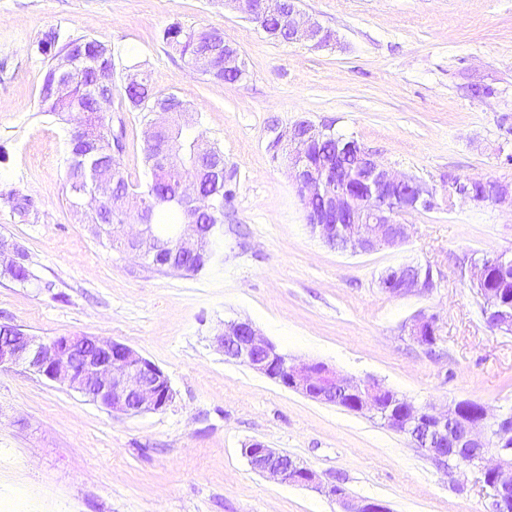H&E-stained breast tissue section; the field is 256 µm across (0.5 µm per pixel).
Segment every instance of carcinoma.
<instances>
[{"mask_svg":"<svg viewBox=\"0 0 512 512\" xmlns=\"http://www.w3.org/2000/svg\"><path fill=\"white\" fill-rule=\"evenodd\" d=\"M268 8L262 22L270 27L283 25L278 0H267ZM224 38V33L208 29L185 30L177 24L164 29L163 41L180 51L182 57L198 71L207 73L212 67L210 47L206 42L212 38ZM105 43L91 38L72 39L60 49L62 55L73 56L72 64L66 69L52 66L42 84L39 95V108L59 117L82 108L86 114L85 130L74 133L69 139L68 180L72 194V206L81 211L82 196L90 191L91 165L94 161H107L115 165L117 182L112 187L109 196L100 199L94 212L82 211L83 218L94 225L96 234L105 238V243L112 248H121L123 243L113 234V225L121 224L131 214L150 202L153 207L151 218L152 233L156 237L172 239L175 225L182 223L183 213L175 201L179 192L182 177L198 175L197 190L209 197L211 208L196 214L199 224L212 227L206 243L205 256L199 260L178 258L181 272L195 275L217 266V261L210 255H220L224 244V204L232 197L231 190L226 188V175H217L205 170V160L209 155L224 157V152L214 144H206L202 140L199 113L190 109L183 100H178L179 108L174 112L172 130L178 135L180 149L165 163L160 165L158 150L148 144L145 147V159L150 166L152 178L144 189L139 190L124 177L119 155L116 152V141L123 140L124 124L117 128L110 126V119L98 107L99 92L95 83L96 67L99 64L98 55ZM125 71L136 75L131 81L124 79L121 86L122 95L130 109L138 112L145 111L141 106L144 97L149 96L154 101H166L169 96L158 95L149 81L148 74L141 71V66L133 63L125 66ZM66 80L70 84V94L59 98L53 95L52 89L58 80ZM341 133L334 129L327 132L326 137L317 143L316 155L321 159L336 156V141ZM0 278L27 284L33 279V274L23 262V254H18L10 265H0Z\"/></svg>","mask_w":512,"mask_h":512,"instance_id":"carcinoma-1","label":"carcinoma"}]
</instances>
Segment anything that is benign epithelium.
I'll return each instance as SVG.
<instances>
[{"mask_svg":"<svg viewBox=\"0 0 512 512\" xmlns=\"http://www.w3.org/2000/svg\"><path fill=\"white\" fill-rule=\"evenodd\" d=\"M289 42L305 41L326 45L334 35L316 20L304 15L298 0H287ZM147 130V140L170 126V111L157 105ZM328 129L326 125L299 122L288 128V173L302 202L306 223L327 245L352 253H371L394 248L409 238L404 217L412 212L433 210L453 200L474 205L491 204L512 209V181L500 178H454L436 189L380 164L369 150L355 140L342 142L336 163L318 164L311 149ZM150 234L147 212L141 211L129 225L124 238L139 243ZM199 224H181L174 239L181 251L194 256L199 250ZM504 279L512 277V254L489 253L480 260L461 265L476 289L486 326L493 332L512 334V303L497 301L486 288L491 269ZM386 276L397 287L394 296H428L437 288L429 265L403 264ZM0 336V370L23 366L40 376L88 397L114 412L138 414L165 409L173 398L168 376L157 365L131 347L94 336H59L49 342L25 333L17 326ZM437 317L420 312L408 325V335L420 345L436 341ZM227 360L244 365L277 381L287 389L325 404L336 403V395L348 398L355 413L379 415L388 389L380 384L339 375L322 362H297L245 321L224 324L218 337ZM401 414L389 413L382 423L407 436L424 450L429 460L452 482L476 470L489 489L488 512H512V410L494 411L476 402L467 408L461 400L439 408L416 406L403 401ZM251 468L282 483L306 486L336 502L340 512H388L380 503L356 499L333 480H325L314 469L302 466L288 454L261 442L244 448Z\"/></svg>","mask_w":512,"mask_h":512,"instance_id":"benign-epithelium-1","label":"benign epithelium"}]
</instances>
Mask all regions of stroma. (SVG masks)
<instances>
[{"mask_svg":"<svg viewBox=\"0 0 512 512\" xmlns=\"http://www.w3.org/2000/svg\"><path fill=\"white\" fill-rule=\"evenodd\" d=\"M331 29L320 48L270 40L224 0H0V238L34 274L0 279V323L44 340L81 334L124 343L173 390L158 412L126 415L24 367L0 370V512H338L320 494L255 472L259 441L388 512H485L478 473L449 483L379 418L312 401L228 361L225 322L251 321L283 352L371 379L415 404L512 406V335L491 332L459 274L463 258L512 252V210L455 204L408 216L409 238L367 254L331 249L305 223L269 143L297 121L334 124L383 165L431 185L512 179V0H300ZM212 28L249 76L204 75L166 45L171 24ZM96 38L139 62L155 91L199 111L224 152L233 196L223 260L194 276L104 246L70 207L72 123L38 109L52 54L39 41ZM121 168L145 186L146 122L121 93ZM34 208L13 217L12 195ZM432 265L429 296H394L381 274ZM436 315L433 348L404 326Z\"/></svg>","mask_w":512,"mask_h":512,"instance_id":"stroma-1","label":"stroma"}]
</instances>
